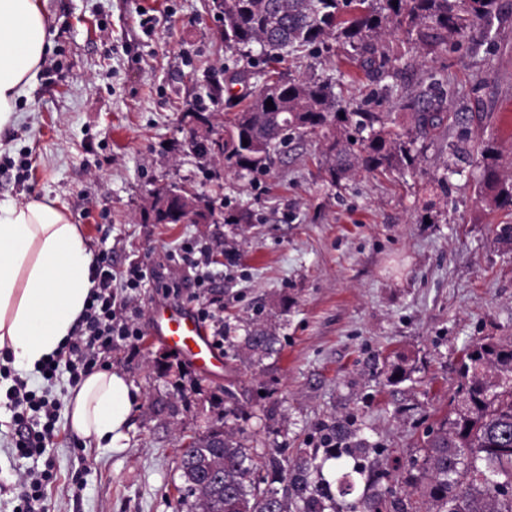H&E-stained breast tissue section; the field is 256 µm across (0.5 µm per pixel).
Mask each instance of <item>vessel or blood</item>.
<instances>
[{"label": "vessel or blood", "mask_w": 512, "mask_h": 512, "mask_svg": "<svg viewBox=\"0 0 512 512\" xmlns=\"http://www.w3.org/2000/svg\"><path fill=\"white\" fill-rule=\"evenodd\" d=\"M151 334L198 370H210L222 360L205 327L186 307L156 306Z\"/></svg>", "instance_id": "obj_1"}]
</instances>
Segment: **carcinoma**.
<instances>
[{
  "mask_svg": "<svg viewBox=\"0 0 512 512\" xmlns=\"http://www.w3.org/2000/svg\"><path fill=\"white\" fill-rule=\"evenodd\" d=\"M367 0H209L224 18L229 50L260 46L261 62L280 63L290 48H311L325 38H342L362 67L387 72L392 57L382 45L391 30L416 35L418 52L458 44L481 22L490 23L496 0H377L380 7L352 13ZM443 82L412 103L414 128L436 129ZM272 101L274 107L266 106ZM224 113V167L239 177L264 174L292 136L326 142L324 165L333 183L359 170H399L412 162L394 120L342 102L334 85L289 73L266 72L248 105L233 101ZM248 145H243V141ZM211 130L191 128L185 146L208 154ZM144 214L158 224L217 221L212 202L184 186L151 192ZM481 202L490 210L512 208V178L495 166L485 169ZM280 339L265 326L246 331L243 348L260 358L278 351ZM460 403L453 415L430 428L413 493L427 499L423 511L412 502L373 491L381 480L368 463L369 445L341 420L321 429L320 447L294 460L259 455L244 444L245 429L213 430L191 438L180 453L181 485L176 512H512V344H478L459 368ZM287 483L291 495L276 487Z\"/></svg>",
  "mask_w": 512,
  "mask_h": 512,
  "instance_id": "cac0c4a2",
  "label": "carcinoma"
}]
</instances>
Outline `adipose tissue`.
<instances>
[{
  "instance_id": "adipose-tissue-1",
  "label": "adipose tissue",
  "mask_w": 512,
  "mask_h": 512,
  "mask_svg": "<svg viewBox=\"0 0 512 512\" xmlns=\"http://www.w3.org/2000/svg\"><path fill=\"white\" fill-rule=\"evenodd\" d=\"M49 45L41 0H0V129L15 124ZM92 264L80 225L57 200H0L1 358L31 370L58 351L94 287ZM135 401L123 373L98 369L70 391L67 417L80 437L114 448L127 437Z\"/></svg>"
}]
</instances>
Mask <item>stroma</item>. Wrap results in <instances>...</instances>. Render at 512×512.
<instances>
[{
	"mask_svg": "<svg viewBox=\"0 0 512 512\" xmlns=\"http://www.w3.org/2000/svg\"><path fill=\"white\" fill-rule=\"evenodd\" d=\"M46 9L50 52L17 124L0 132V199L58 198L92 255H111L117 269L135 259L160 272L183 243L211 246L208 294L223 299L229 336L258 321L280 338L260 360L224 346L222 370L195 373L150 334L162 290L136 289L140 336L115 343L105 363L139 390L128 440L99 448L60 418L50 512H174L177 458L190 436L242 427L260 452L292 459L334 418L377 447L371 465L407 497L410 459L458 400L463 350L512 342V240L500 235L512 212L489 210L478 195L483 150L512 173V0H499L490 29L458 47L419 54L403 32L386 37L401 74L388 79L377 111L410 128L409 101L437 78L443 125L411 143V169L336 185L312 136L290 142L254 180L184 151L198 109L224 132L209 98L214 80L244 102L262 83L251 59L225 48L208 0H47ZM351 54L330 38L289 67L357 103L372 79ZM461 142L477 150L453 159ZM171 184L255 220L245 230L145 221L149 191ZM395 365L406 373L398 383L389 379ZM10 417L0 412V512H13L29 466L14 455Z\"/></svg>",
	"mask_w": 512,
	"mask_h": 512,
	"instance_id": "stroma-1",
	"label": "stroma"
}]
</instances>
